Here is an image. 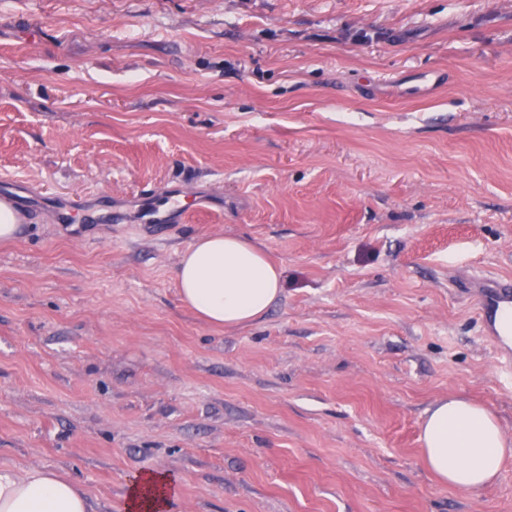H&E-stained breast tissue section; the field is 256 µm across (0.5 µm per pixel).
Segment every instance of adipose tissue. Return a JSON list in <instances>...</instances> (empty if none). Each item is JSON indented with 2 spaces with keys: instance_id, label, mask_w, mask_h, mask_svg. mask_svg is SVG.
Returning a JSON list of instances; mask_svg holds the SVG:
<instances>
[{
  "instance_id": "obj_1",
  "label": "adipose tissue",
  "mask_w": 512,
  "mask_h": 512,
  "mask_svg": "<svg viewBox=\"0 0 512 512\" xmlns=\"http://www.w3.org/2000/svg\"><path fill=\"white\" fill-rule=\"evenodd\" d=\"M176 285L183 303L215 327L232 329L263 317L279 299L280 269L239 236L204 235L181 253ZM421 439L426 467L441 484L478 490L498 477L512 443L495 416L463 398L435 402ZM175 490L165 477L145 473L128 490L127 512H167ZM86 492L44 468L0 467V512H89Z\"/></svg>"
}]
</instances>
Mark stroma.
<instances>
[{"label":"stroma","mask_w":512,"mask_h":512,"mask_svg":"<svg viewBox=\"0 0 512 512\" xmlns=\"http://www.w3.org/2000/svg\"><path fill=\"white\" fill-rule=\"evenodd\" d=\"M0 194L1 467L93 512L147 472L170 512H512V459L420 452L455 396L512 440L465 286L512 276V0H0ZM208 234L281 269L259 322L182 303ZM20 216L8 200H0V240L13 238L20 224ZM421 439L426 467L441 484L457 489L492 483L512 456L495 416L463 398L443 399L427 409Z\"/></svg>","instance_id":"stroma-1"}]
</instances>
